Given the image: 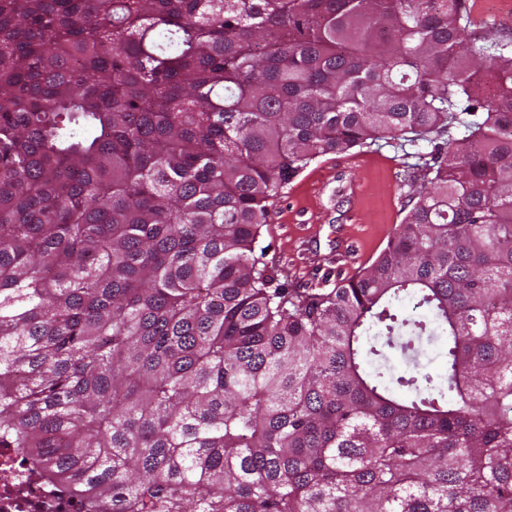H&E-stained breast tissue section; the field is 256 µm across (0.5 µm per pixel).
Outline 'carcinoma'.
Segmentation results:
<instances>
[{"label": "carcinoma", "instance_id": "cac0c4a2", "mask_svg": "<svg viewBox=\"0 0 512 512\" xmlns=\"http://www.w3.org/2000/svg\"><path fill=\"white\" fill-rule=\"evenodd\" d=\"M468 25L0 0V448L78 512H512V54ZM408 134L385 249L288 287L256 253L281 190Z\"/></svg>", "mask_w": 512, "mask_h": 512}]
</instances>
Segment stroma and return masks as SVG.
<instances>
[{"instance_id":"obj_1","label":"stroma","mask_w":512,"mask_h":512,"mask_svg":"<svg viewBox=\"0 0 512 512\" xmlns=\"http://www.w3.org/2000/svg\"><path fill=\"white\" fill-rule=\"evenodd\" d=\"M507 0H464L472 37L494 27L512 47V26L498 25ZM431 159L427 143L382 139L316 159L277 198L258 245L292 288L327 291L385 248L412 192L404 169Z\"/></svg>"}]
</instances>
